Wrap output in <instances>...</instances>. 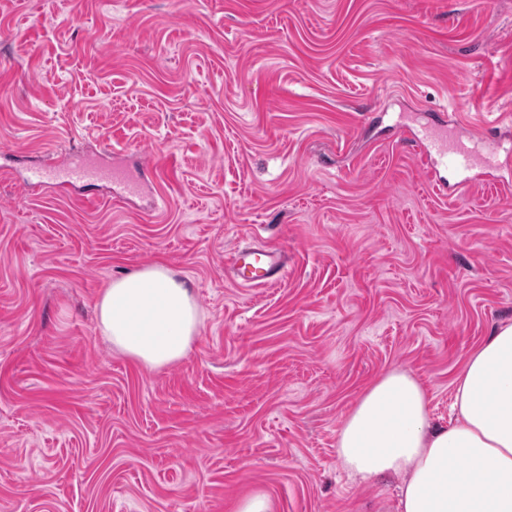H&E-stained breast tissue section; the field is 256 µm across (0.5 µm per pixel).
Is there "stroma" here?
<instances>
[{
	"instance_id": "obj_1",
	"label": "stroma",
	"mask_w": 512,
	"mask_h": 512,
	"mask_svg": "<svg viewBox=\"0 0 512 512\" xmlns=\"http://www.w3.org/2000/svg\"><path fill=\"white\" fill-rule=\"evenodd\" d=\"M503 166L434 193L400 139L432 119ZM512 0H0V512H395L336 441L393 369L451 416L466 356L512 323ZM124 151L139 195L30 186ZM284 251L239 286L235 247ZM163 263L202 313L145 368L96 320Z\"/></svg>"
}]
</instances>
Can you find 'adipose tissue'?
Segmentation results:
<instances>
[{
  "label": "adipose tissue",
  "mask_w": 512,
  "mask_h": 512,
  "mask_svg": "<svg viewBox=\"0 0 512 512\" xmlns=\"http://www.w3.org/2000/svg\"><path fill=\"white\" fill-rule=\"evenodd\" d=\"M114 348L156 369L181 360L200 327L191 289L156 264L114 278L96 304ZM448 425H435L423 384L393 370L369 386L337 437L342 468L403 478L400 512H512V324L497 327L454 381Z\"/></svg>",
  "instance_id": "ef3b65f1"
}]
</instances>
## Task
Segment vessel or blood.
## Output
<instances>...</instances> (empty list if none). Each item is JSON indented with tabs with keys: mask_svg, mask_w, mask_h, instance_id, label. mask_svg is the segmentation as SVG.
<instances>
[{
	"mask_svg": "<svg viewBox=\"0 0 512 512\" xmlns=\"http://www.w3.org/2000/svg\"><path fill=\"white\" fill-rule=\"evenodd\" d=\"M429 144L426 160L431 170L446 168L458 173V180L449 185L435 183V190L457 191L471 181L474 173L489 171L496 167L497 154L493 151L478 152L463 142L449 139L444 128L428 131ZM32 179L58 190H71L98 180H117L125 184L129 192H137L141 177L130 175L123 168L113 165L111 150L105 149L95 156L71 157L60 165L44 163L31 171ZM234 280L245 287H267L275 285L283 275L284 257L279 249L265 245L246 246L236 249L228 259Z\"/></svg>",
	"mask_w": 512,
	"mask_h": 512,
	"instance_id": "1",
	"label": "vessel or blood"
}]
</instances>
